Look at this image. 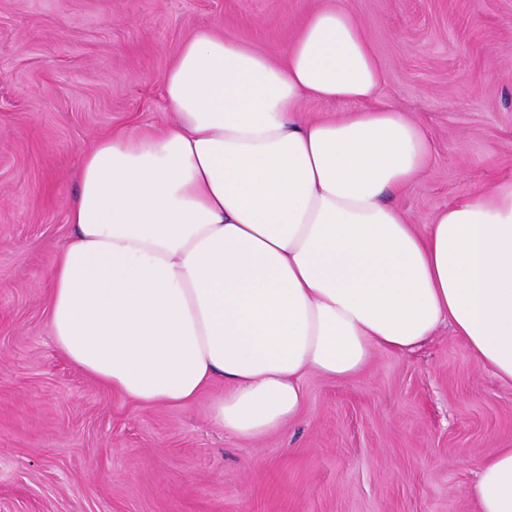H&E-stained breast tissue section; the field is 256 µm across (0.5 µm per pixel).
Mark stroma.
I'll list each match as a JSON object with an SVG mask.
<instances>
[{
  "instance_id": "stroma-1",
  "label": "stroma",
  "mask_w": 512,
  "mask_h": 512,
  "mask_svg": "<svg viewBox=\"0 0 512 512\" xmlns=\"http://www.w3.org/2000/svg\"><path fill=\"white\" fill-rule=\"evenodd\" d=\"M328 1L0 0V512H476L481 459L512 446V385L448 327L349 379L308 375L300 416L260 440L214 425L223 385L140 405L50 336L83 152L173 121L161 78L198 27L274 57ZM332 1L430 134L396 199L412 223L512 180V0Z\"/></svg>"
}]
</instances>
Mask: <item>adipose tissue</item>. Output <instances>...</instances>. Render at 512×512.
I'll return each mask as SVG.
<instances>
[{"mask_svg": "<svg viewBox=\"0 0 512 512\" xmlns=\"http://www.w3.org/2000/svg\"><path fill=\"white\" fill-rule=\"evenodd\" d=\"M384 85L335 7L276 61L196 29L163 77L174 122L81 158L52 272L57 349L143 405L223 381L211 418L242 439L295 420L308 374L350 378L444 324L512 385V180L417 231L391 196L425 170L430 137ZM309 99L359 108L310 121ZM468 493L477 512H512V448L485 455Z\"/></svg>", "mask_w": 512, "mask_h": 512, "instance_id": "obj_1", "label": "adipose tissue"}]
</instances>
